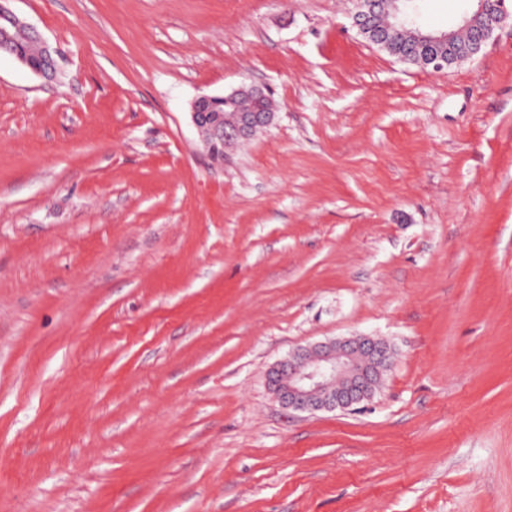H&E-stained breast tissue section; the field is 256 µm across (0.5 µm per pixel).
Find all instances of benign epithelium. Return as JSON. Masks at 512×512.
Returning a JSON list of instances; mask_svg holds the SVG:
<instances>
[{
  "label": "benign epithelium",
  "instance_id": "7a95c632",
  "mask_svg": "<svg viewBox=\"0 0 512 512\" xmlns=\"http://www.w3.org/2000/svg\"><path fill=\"white\" fill-rule=\"evenodd\" d=\"M8 2L0 0V54L10 55L36 74L52 73L55 61L49 45L30 23L9 8ZM380 2L358 0L354 14L358 32L373 35L371 43L381 47L401 32L418 47H434L419 60L436 72L462 61L455 53L457 30L471 31L465 55L470 59L482 51L493 31L509 18L505 0H475L476 9L463 18L456 30L428 33L405 9L394 13L380 30L374 27ZM243 97L252 99V105L236 112L224 111V106ZM269 99L267 89L243 85L226 96L204 94L193 100L191 119L213 161L224 162V148L272 124L275 112L262 106ZM390 358L389 347L370 336L321 343L290 353L270 369L267 382L279 401L295 411L347 410L372 398L390 367Z\"/></svg>",
  "mask_w": 512,
  "mask_h": 512
}]
</instances>
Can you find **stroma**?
Instances as JSON below:
<instances>
[{"instance_id":"stroma-1","label":"stroma","mask_w":512,"mask_h":512,"mask_svg":"<svg viewBox=\"0 0 512 512\" xmlns=\"http://www.w3.org/2000/svg\"><path fill=\"white\" fill-rule=\"evenodd\" d=\"M10 6L56 71L0 56V512H512V16L436 74L353 0ZM245 81L215 163L191 103ZM359 335L372 399L274 398ZM243 97L253 100L249 107L234 108L224 112V106ZM270 100L266 88L243 85L229 95H200L191 104V119L202 134L210 158L224 161V148L233 141L252 136L272 124L275 112L267 110L262 102ZM389 347L371 336L298 348L267 374L269 389L300 412L347 410L372 398L390 367Z\"/></svg>"}]
</instances>
